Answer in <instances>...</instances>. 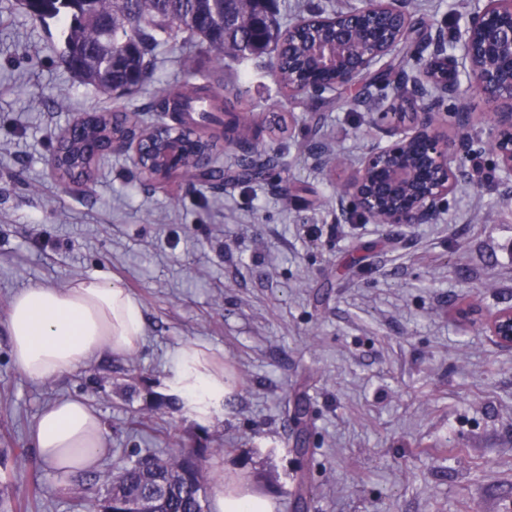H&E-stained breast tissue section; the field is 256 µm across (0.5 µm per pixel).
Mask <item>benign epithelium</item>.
<instances>
[{"label":"benign epithelium","instance_id":"benign-epithelium-1","mask_svg":"<svg viewBox=\"0 0 512 512\" xmlns=\"http://www.w3.org/2000/svg\"><path fill=\"white\" fill-rule=\"evenodd\" d=\"M409 4L410 0H361L360 8L347 14L306 17L302 25L311 32L335 29L332 41H316L309 52L312 68L334 70L333 89L321 95L304 83L288 89L290 96L317 105L359 87L361 92L343 99V104L361 106L377 89L375 76L382 59L411 40L429 50L418 64L388 77V107L378 113L387 140L368 149L342 186L364 220L377 224H427L435 218L444 198L459 183L461 160L469 148L465 132L474 122L471 108L462 101L448 118L439 112L438 104L448 96L456 75V66L448 63V29L437 26L416 34ZM454 38L461 47L460 65L486 100L481 123L496 164L511 175L512 0H473L467 23ZM174 116L176 124L187 129L185 135L164 134L158 141L117 136L103 145L89 144L87 152L95 157L115 150L128 152L151 185L167 186L187 177V156L207 161L196 120L186 112ZM238 118L237 113L223 133L221 146L229 152H239ZM484 324L502 347L512 348L511 306L496 311Z\"/></svg>","mask_w":512,"mask_h":512}]
</instances>
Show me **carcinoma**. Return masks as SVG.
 Segmentation results:
<instances>
[{"mask_svg": "<svg viewBox=\"0 0 512 512\" xmlns=\"http://www.w3.org/2000/svg\"><path fill=\"white\" fill-rule=\"evenodd\" d=\"M25 14L45 23L62 26L58 62L84 85L103 92L124 87L133 91L151 76V58L176 29L188 41L207 49L217 59L230 57L244 65L264 54H274L279 84L286 90L302 76L300 60L306 53L304 38L288 39L275 0L257 11L258 0H27ZM213 85L204 81L168 90L160 103L163 112H187L200 104L207 113L204 133L215 136V112L235 111L238 94L227 90L222 103L212 95ZM253 159L250 183H267L273 166L266 151L244 142ZM94 158L84 155L81 142L65 145L64 174L76 168L92 178ZM208 448H187L166 459L133 451L119 474L102 494L83 497L85 512H205L208 494L203 461Z\"/></svg>", "mask_w": 512, "mask_h": 512, "instance_id": "carcinoma-1", "label": "carcinoma"}]
</instances>
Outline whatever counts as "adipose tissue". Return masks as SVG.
<instances>
[{
	"instance_id": "obj_1",
	"label": "adipose tissue",
	"mask_w": 512,
	"mask_h": 512,
	"mask_svg": "<svg viewBox=\"0 0 512 512\" xmlns=\"http://www.w3.org/2000/svg\"><path fill=\"white\" fill-rule=\"evenodd\" d=\"M7 326L13 363L33 382L74 371L101 350L128 354L144 333L139 301L103 277L21 289L11 301ZM166 384L199 414L228 391L209 353L195 345L172 357ZM31 441L43 461L66 472L93 466L105 445L101 421L82 398L48 406L32 428ZM208 498L210 512H275L269 498L226 488L219 478L210 481Z\"/></svg>"
}]
</instances>
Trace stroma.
I'll return each instance as SVG.
<instances>
[{"label":"stroma","mask_w":512,"mask_h":512,"mask_svg":"<svg viewBox=\"0 0 512 512\" xmlns=\"http://www.w3.org/2000/svg\"><path fill=\"white\" fill-rule=\"evenodd\" d=\"M469 10L470 0H413L412 15L453 32ZM57 38L56 23L0 0V512H79L77 487L104 491L132 448L163 459L220 449L224 473L270 495L275 512H294L302 479L308 512H512V350L457 316L512 306V175L481 124L436 221L373 224L339 193L382 138L375 103L311 107L279 93L266 60L236 87L248 133L285 154L276 186L234 181L236 158L219 151L223 191L152 187L115 151L75 193L48 166L69 122L123 106L156 121L167 89L214 62L174 33L152 81L119 97L63 70ZM103 276L139 299V347L99 351L47 381L23 377L7 328L15 292ZM191 342L230 382L205 415L164 391L172 356ZM70 397L89 402L105 435L80 484L30 438L39 414ZM133 418L148 429L132 431Z\"/></svg>","instance_id":"stroma-1"}]
</instances>
